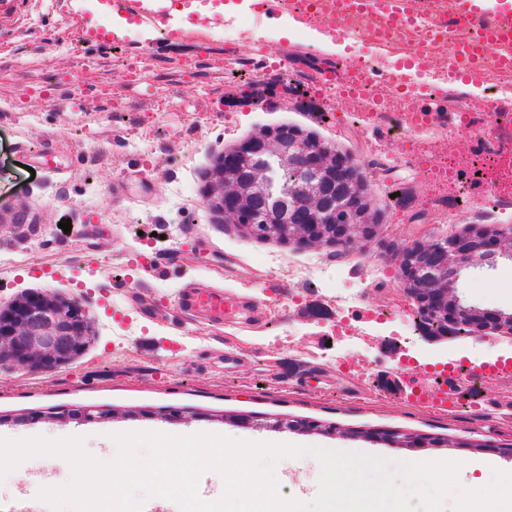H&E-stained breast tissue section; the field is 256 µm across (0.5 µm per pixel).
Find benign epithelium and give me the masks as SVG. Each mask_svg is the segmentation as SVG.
<instances>
[{
    "instance_id": "7a95c632",
    "label": "benign epithelium",
    "mask_w": 512,
    "mask_h": 512,
    "mask_svg": "<svg viewBox=\"0 0 512 512\" xmlns=\"http://www.w3.org/2000/svg\"><path fill=\"white\" fill-rule=\"evenodd\" d=\"M215 206L225 223L282 240L346 246L370 234L369 208L358 168L325 142L281 127L240 144L210 173ZM512 262V225H485L468 234L451 232L404 252V292L415 305L426 336H474L486 330L512 335V312L462 302L457 284L475 264ZM83 306L33 292L0 305V362L31 372H50L80 356L88 343ZM107 414L74 409L66 418L93 422Z\"/></svg>"
}]
</instances>
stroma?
<instances>
[{
  "instance_id": "35a3bbf8",
  "label": "stroma",
  "mask_w": 512,
  "mask_h": 512,
  "mask_svg": "<svg viewBox=\"0 0 512 512\" xmlns=\"http://www.w3.org/2000/svg\"><path fill=\"white\" fill-rule=\"evenodd\" d=\"M0 0V304L32 291L78 299L91 325L84 353L47 373L0 364V437L81 436L102 460L112 434H233L316 442L397 464L408 458L512 468V377H476V360L512 351V336L441 342L420 335L403 291L404 248L511 224L489 186L465 171L439 185L446 158L499 150L512 160V124L492 125L464 100L491 93L469 72L440 67L456 34L448 0L431 22L448 39L389 52L368 36L325 45L282 35L255 0H232L237 29H186L180 39L127 30L119 43L85 41L111 27L92 0ZM374 62L383 115L362 121L333 75ZM431 85L415 109L435 113L439 142L405 130L395 75ZM278 126L330 143L359 166L374 225L347 246L256 238L224 221L208 173L243 141ZM71 231H63L62 221ZM217 289L216 318L188 296ZM459 296L512 310V262L477 265ZM454 407L426 398L440 384ZM91 406L93 423L57 420ZM313 431L284 428L286 420ZM391 431L414 447L380 440ZM70 478L41 457L0 482V502L36 499Z\"/></svg>"
}]
</instances>
